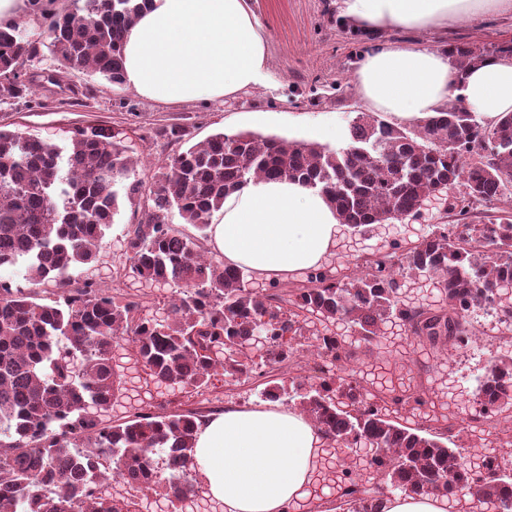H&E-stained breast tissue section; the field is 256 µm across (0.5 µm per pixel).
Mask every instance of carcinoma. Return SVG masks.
Listing matches in <instances>:
<instances>
[{"mask_svg": "<svg viewBox=\"0 0 512 512\" xmlns=\"http://www.w3.org/2000/svg\"><path fill=\"white\" fill-rule=\"evenodd\" d=\"M42 14L43 32L0 26V101L29 92L26 67L42 49L60 57L68 75L98 74L124 83L123 41L148 0H73ZM458 71L491 57L512 56V40L490 48L448 44ZM133 166L114 136L77 133L62 146L0 127V267L24 268L32 290L0 282V512H131L116 483L150 490L156 502L185 508L197 495L190 465L200 415L193 410L136 411L115 424L100 413L136 394L125 387L114 349L130 338V369L143 384L199 389L214 370L225 383L260 380L262 396L293 392L336 449L327 479L352 512H381L367 488L385 481L407 495L469 497L512 512L509 460L489 455L486 438L457 444L452 435L400 425L387 407L418 410L419 390L396 396L381 380L391 358L359 366L357 349L400 322L408 335L436 346L471 339L469 316L487 304L512 319V216H488L512 190V112L483 123L457 98L411 126L358 112L342 148L253 133L218 132L168 157L147 183H125ZM254 178L299 182L319 190L341 223L353 228L400 221L450 185V224L399 252L377 254L338 279L329 269L288 286L251 288L248 273L224 265L205 246L224 196ZM142 204L125 228L129 269L139 281L175 286L161 312L142 315L140 298L118 297L90 282L71 287L70 270L95 260L120 202ZM195 226L186 236L174 218ZM424 271L443 305L409 303L402 288ZM49 282L57 298L37 301ZM328 366L309 381L304 341ZM278 371L279 378H270ZM496 403L479 406L493 419L512 400V360L490 369Z\"/></svg>", "mask_w": 512, "mask_h": 512, "instance_id": "obj_1", "label": "carcinoma"}]
</instances>
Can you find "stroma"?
I'll return each instance as SVG.
<instances>
[{
  "instance_id": "obj_1",
  "label": "stroma",
  "mask_w": 512,
  "mask_h": 512,
  "mask_svg": "<svg viewBox=\"0 0 512 512\" xmlns=\"http://www.w3.org/2000/svg\"><path fill=\"white\" fill-rule=\"evenodd\" d=\"M251 8L267 36V76L263 85L235 99L164 105L96 75L66 76L64 61L47 54L27 68L32 93L24 100L0 104V124L33 136L52 137L62 145L69 144L80 130L117 136L138 161L128 174L132 181L147 179L179 150V142L165 133L174 124L188 127L195 143L222 131L315 143L318 130L326 129L334 134L327 147L345 146L350 120L364 109L353 79L362 54L356 36L339 17L337 0H251ZM502 39H512L511 12L462 19L426 33L392 27L382 31L377 44L444 48L455 41L483 46ZM442 212L440 202L433 200L419 219L356 235L334 262V271L343 273L372 251L389 249L392 241L416 242L431 233ZM141 216L136 206L122 202L96 262L73 268L71 276L79 285L91 281L130 297L149 295L144 309L149 315L167 303L172 290L145 289L125 270L124 228ZM471 321L475 334L461 347L432 349L404 334L379 341L394 357L408 362L404 379L414 380L438 404L453 423L458 443L465 440L477 407L476 378L493 361L512 356V329L507 324L481 310L472 313ZM260 391L255 382L226 385L223 373L218 372L200 391L151 390L144 399L154 411L193 409L209 418L227 410L263 406Z\"/></svg>"
}]
</instances>
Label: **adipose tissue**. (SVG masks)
<instances>
[{"label": "adipose tissue", "instance_id": "1", "mask_svg": "<svg viewBox=\"0 0 512 512\" xmlns=\"http://www.w3.org/2000/svg\"><path fill=\"white\" fill-rule=\"evenodd\" d=\"M489 11L512 12V0H340L341 20L356 32L428 31ZM123 57L126 85L169 105L235 98L262 84L268 68L266 38L248 0H152L131 25ZM354 79L370 109L401 118L424 115L451 96L488 119L512 112V57L460 73L445 51L388 46L363 57ZM342 238L338 215L317 190L254 179L225 197L208 245L225 265L273 280L327 266ZM329 461L322 432L276 404L227 411L195 435L194 468L210 512H309ZM468 507L445 495H397L382 512Z\"/></svg>", "mask_w": 512, "mask_h": 512}]
</instances>
